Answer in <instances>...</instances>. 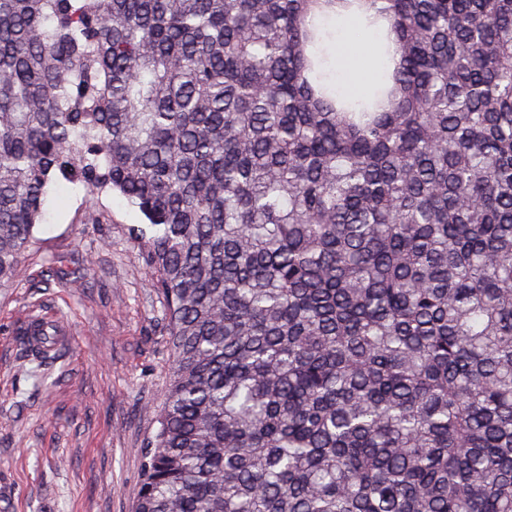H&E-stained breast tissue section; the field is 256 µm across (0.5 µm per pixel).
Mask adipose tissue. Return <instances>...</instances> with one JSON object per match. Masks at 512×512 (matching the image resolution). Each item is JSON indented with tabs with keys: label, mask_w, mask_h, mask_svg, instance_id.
<instances>
[{
	"label": "adipose tissue",
	"mask_w": 512,
	"mask_h": 512,
	"mask_svg": "<svg viewBox=\"0 0 512 512\" xmlns=\"http://www.w3.org/2000/svg\"><path fill=\"white\" fill-rule=\"evenodd\" d=\"M325 26L332 34L326 74L339 93L352 98L362 96L371 88L381 66L379 39L357 38L361 22L350 16L327 20Z\"/></svg>",
	"instance_id": "adipose-tissue-1"
}]
</instances>
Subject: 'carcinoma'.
<instances>
[{"mask_svg":"<svg viewBox=\"0 0 512 512\" xmlns=\"http://www.w3.org/2000/svg\"><path fill=\"white\" fill-rule=\"evenodd\" d=\"M60 179L163 296L135 512H512V0H0V285ZM331 32L325 72L336 90L358 98L369 91L381 66L380 41L373 33L361 41L355 33L362 27L359 19L339 16L322 22Z\"/></svg>","mask_w":512,"mask_h":512,"instance_id":"carcinoma-1","label":"carcinoma"}]
</instances>
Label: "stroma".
Instances as JSON below:
<instances>
[{
    "instance_id": "35a3bbf8",
    "label": "stroma",
    "mask_w": 512,
    "mask_h": 512,
    "mask_svg": "<svg viewBox=\"0 0 512 512\" xmlns=\"http://www.w3.org/2000/svg\"><path fill=\"white\" fill-rule=\"evenodd\" d=\"M119 195L51 184L22 274L0 285V512H134L170 350L160 293ZM53 312L69 341L35 381L18 333Z\"/></svg>"
}]
</instances>
